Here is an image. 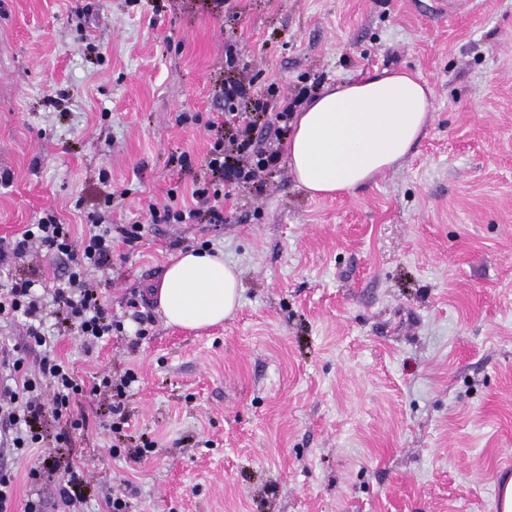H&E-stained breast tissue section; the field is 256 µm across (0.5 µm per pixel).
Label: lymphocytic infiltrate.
<instances>
[{
	"instance_id": "1",
	"label": "lymphocytic infiltrate",
	"mask_w": 512,
	"mask_h": 512,
	"mask_svg": "<svg viewBox=\"0 0 512 512\" xmlns=\"http://www.w3.org/2000/svg\"><path fill=\"white\" fill-rule=\"evenodd\" d=\"M237 125L236 151H224L223 141H216L205 161L212 178L234 183L256 180L260 173L275 168L279 155L265 150L263 138H283L288 131L287 112L276 113L274 122L258 126L247 117L230 115ZM211 183H195L192 191L197 204L193 207H150L156 224H197L207 221L220 224L224 214L211 206ZM103 210L89 212L87 219L95 232L81 245H74L67 225L55 214H45L39 223L29 225L20 238L0 247V266L29 255L38 248L68 261L69 272L64 282L53 288L51 296L38 292L32 279L13 277L0 284V315H20L25 319L26 350L39 354L36 367H29L26 351L0 347V435L7 437L18 452L38 447L42 435L37 425L45 413L59 417L68 412L72 401L84 391L74 369L58 359L44 323L47 315H62L76 325L85 352H93L112 335V315L102 305L96 288L89 279L94 271L107 267L112 259V227L107 224L105 208L111 207L114 193L102 189Z\"/></svg>"
}]
</instances>
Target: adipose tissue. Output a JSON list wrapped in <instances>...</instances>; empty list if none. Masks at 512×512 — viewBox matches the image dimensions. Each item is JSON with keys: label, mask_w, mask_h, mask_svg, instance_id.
<instances>
[{"label": "adipose tissue", "mask_w": 512, "mask_h": 512, "mask_svg": "<svg viewBox=\"0 0 512 512\" xmlns=\"http://www.w3.org/2000/svg\"><path fill=\"white\" fill-rule=\"evenodd\" d=\"M432 89L411 73H373L326 86L294 117L285 153L310 197L348 194L399 167L430 119ZM239 270L201 249L181 252L155 293L169 325L202 329L239 306Z\"/></svg>", "instance_id": "ef3b65f1"}]
</instances>
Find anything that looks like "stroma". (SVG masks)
<instances>
[{"label": "stroma", "instance_id": "stroma-1", "mask_svg": "<svg viewBox=\"0 0 512 512\" xmlns=\"http://www.w3.org/2000/svg\"><path fill=\"white\" fill-rule=\"evenodd\" d=\"M433 90L403 165L335 199L287 159L220 186V224H154L190 202L228 110L281 111L372 71ZM246 87L226 103L228 84ZM191 168H182L181 158ZM0 246L54 211L74 237L112 200L96 273L121 328L93 354L51 326L79 379H129L42 424L13 512H61L44 456L83 471L82 512H499L512 478V0H0ZM141 225L136 246L122 235ZM207 248L237 267L241 305L204 331L167 325L151 290ZM33 250L0 271L52 287ZM146 448L136 459L137 448Z\"/></svg>", "mask_w": 512, "mask_h": 512}]
</instances>
